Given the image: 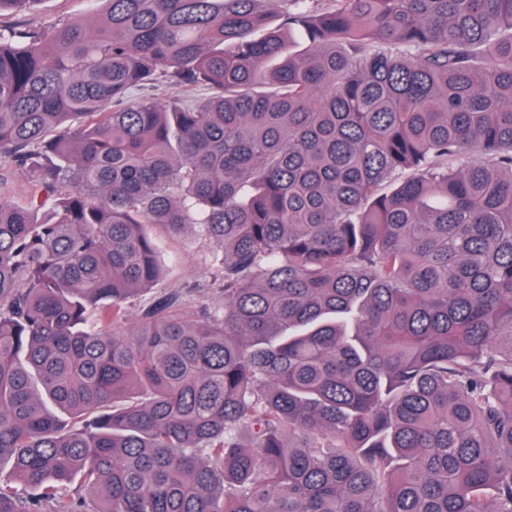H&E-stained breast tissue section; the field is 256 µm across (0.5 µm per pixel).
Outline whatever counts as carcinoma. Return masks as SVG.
<instances>
[{"label": "carcinoma", "mask_w": 512, "mask_h": 512, "mask_svg": "<svg viewBox=\"0 0 512 512\" xmlns=\"http://www.w3.org/2000/svg\"><path fill=\"white\" fill-rule=\"evenodd\" d=\"M100 2L0 25V512H512V0ZM101 8L102 5L95 0H43L40 10L33 15L2 13L0 24L9 26L16 22L28 21L44 27L64 19L87 21L100 12ZM208 92L202 89L186 87L169 83L168 81L160 83L150 94L159 102H165L174 98H196L205 97ZM31 191L30 177L24 171H11L6 174L4 180H0V194L7 196L18 204L26 203ZM211 247L197 232L183 238L163 240L161 264L163 276L154 288L141 298L127 304L126 320L120 331L131 332L140 324V308L148 298L160 292H177L187 312L198 314L203 308L224 306V293L217 284L210 288L197 285L212 283L209 254Z\"/></svg>", "instance_id": "cac0c4a2"}]
</instances>
